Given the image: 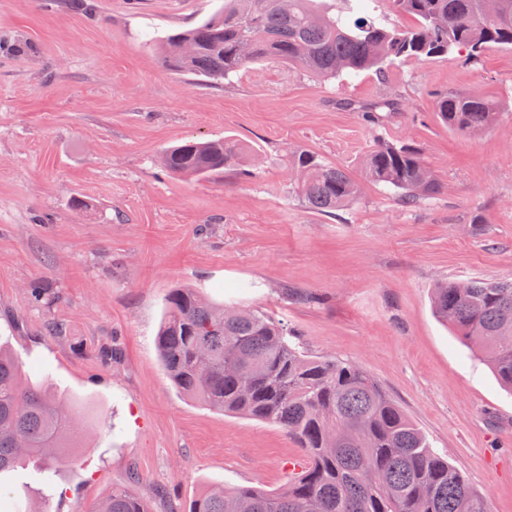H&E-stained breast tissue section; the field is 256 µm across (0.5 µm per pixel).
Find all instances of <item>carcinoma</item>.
<instances>
[{"label": "carcinoma", "mask_w": 512, "mask_h": 512, "mask_svg": "<svg viewBox=\"0 0 512 512\" xmlns=\"http://www.w3.org/2000/svg\"><path fill=\"white\" fill-rule=\"evenodd\" d=\"M373 0H224L195 28L161 41L162 63L204 83L226 80L254 64L295 66L318 80L371 71L383 77L411 61L466 50L477 58L492 46L512 47V0H388L410 23L390 25ZM398 102L367 108L376 124ZM438 117L462 133L500 118L498 102L450 93ZM234 139L186 141L167 148L162 167L177 176L224 179L240 165ZM299 196L311 210L334 213L353 203L358 183L309 151L289 155ZM367 179L394 189L412 207L440 185L421 153L377 142L364 162ZM437 316L472 347L512 391V280L444 282L433 289ZM161 364L185 396L213 410L278 425L295 439L308 467L280 492L215 486L190 512H489L486 499L431 448L420 429L361 367L313 359L295 333L259 311L231 310L179 287L165 298L157 334ZM80 432L71 401L44 380L23 379L13 353L0 345V475L36 465L41 499L61 495L53 474L73 462ZM129 484L112 489L96 512H151Z\"/></svg>", "instance_id": "obj_1"}]
</instances>
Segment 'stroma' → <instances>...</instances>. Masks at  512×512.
Listing matches in <instances>:
<instances>
[{"mask_svg": "<svg viewBox=\"0 0 512 512\" xmlns=\"http://www.w3.org/2000/svg\"><path fill=\"white\" fill-rule=\"evenodd\" d=\"M222 3L0 0V342L88 430L46 512H93L133 474L153 512H189L214 485L280 491L304 458L278 425L196 403L165 375L155 336L181 285L363 367L490 512H512V393L431 306L439 283L512 278V49L325 82L272 62L208 85L165 68L160 38ZM448 92L493 97L500 120L448 128ZM390 96L400 108L376 124L342 106ZM222 138L248 150L223 181L160 165L171 145ZM380 140L416 147L440 193L407 207L363 181L335 214L302 204L289 152L361 179Z\"/></svg>", "mask_w": 512, "mask_h": 512, "instance_id": "1", "label": "stroma"}]
</instances>
